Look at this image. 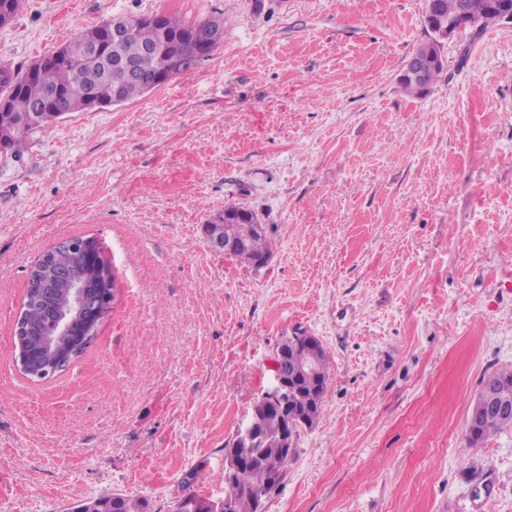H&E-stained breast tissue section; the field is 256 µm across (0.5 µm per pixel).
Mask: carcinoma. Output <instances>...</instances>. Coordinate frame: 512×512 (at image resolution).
Wrapping results in <instances>:
<instances>
[{"instance_id": "obj_1", "label": "carcinoma", "mask_w": 512, "mask_h": 512, "mask_svg": "<svg viewBox=\"0 0 512 512\" xmlns=\"http://www.w3.org/2000/svg\"><path fill=\"white\" fill-rule=\"evenodd\" d=\"M462 6L471 16L480 18L487 13L489 0H432L431 10L423 11L425 25L455 18ZM111 25L110 19L102 21L83 29L68 42L71 47L82 40L99 42L102 46L101 60L91 67H78L56 51L22 72L0 66V98L6 99L8 111L17 117L38 116L35 124L1 137L0 152L21 157L29 134L45 128L56 115L87 110V98L92 93L110 100L116 90L125 102L142 96L149 80L172 74L173 56L181 57L186 70L194 61L210 54L224 34L222 17L189 24L175 15L163 14L157 23L139 21L131 25L129 35L116 43L112 40ZM193 28L203 32L204 38L197 42L180 38ZM441 71L440 66L431 69L424 83L401 75L399 84L408 93L424 94ZM257 222V214L250 211L233 228L237 238L246 242L253 254L269 257L271 242L268 228L264 225L262 230H257ZM56 265L67 266L76 279L86 278L85 264L72 253L51 248L38 258L29 273L21 314L38 329L40 336L51 335L53 327L39 317L36 296L42 285L48 282L51 268ZM279 348L288 365L311 362L317 370L314 379L301 381L298 394L293 396L295 404L307 408V424L301 423L299 428H310L320 417L329 384L327 355L318 343L292 340L288 336L282 339ZM493 381L501 396L511 401L512 371L493 375ZM254 408L258 414L255 432L257 454L236 473L233 484L224 486V494L233 503L232 512H258L259 494L272 481L283 479L288 466V456L276 449L278 435L286 426V415L265 398L257 401ZM504 429H512L511 414L490 422L477 436H466L468 447L477 448L490 435ZM101 502L112 505V512H142L140 502L124 496H103Z\"/></svg>"}]
</instances>
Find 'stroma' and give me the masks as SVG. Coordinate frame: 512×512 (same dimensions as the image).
I'll return each instance as SVG.
<instances>
[{
	"mask_svg": "<svg viewBox=\"0 0 512 512\" xmlns=\"http://www.w3.org/2000/svg\"><path fill=\"white\" fill-rule=\"evenodd\" d=\"M225 19L206 57L137 99L70 112L0 154V512H143L224 495V448L295 330L330 381L262 512H512V429L466 448L512 370V23L406 60L423 0H22L0 65L26 70L114 16ZM239 206L265 269L209 248ZM96 239L118 285L92 346L44 382L14 361L35 261ZM431 42L434 46V53L428 52L427 55L423 56L415 52L406 62L403 72L413 79L408 76H399L398 82L404 91L415 95L426 93L442 71L443 66L432 68L429 71L432 66H437L440 63L443 64L439 42L437 40H432ZM426 75V82L417 81H424Z\"/></svg>",
	"mask_w": 512,
	"mask_h": 512,
	"instance_id": "obj_1",
	"label": "stroma"
}]
</instances>
